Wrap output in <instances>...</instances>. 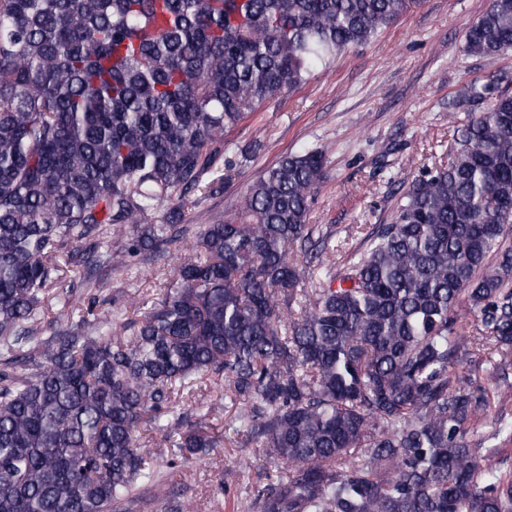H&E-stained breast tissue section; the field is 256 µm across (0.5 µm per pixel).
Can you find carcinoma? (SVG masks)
Wrapping results in <instances>:
<instances>
[{"label": "carcinoma", "mask_w": 512, "mask_h": 512, "mask_svg": "<svg viewBox=\"0 0 512 512\" xmlns=\"http://www.w3.org/2000/svg\"><path fill=\"white\" fill-rule=\"evenodd\" d=\"M410 3L0 0V512H124L160 478L140 425L184 460L220 442L209 405L171 403L203 379L237 405L233 434L288 468L249 512H512V476L476 438L512 424L473 385L468 347L512 355L511 72L448 102V163L410 177L365 253L336 263L307 223L329 175L315 148L203 225L140 319L41 328L45 296L72 301L60 257L164 260L186 197L235 176L224 132ZM510 50L512 0H491L463 51Z\"/></svg>", "instance_id": "cac0c4a2"}]
</instances>
